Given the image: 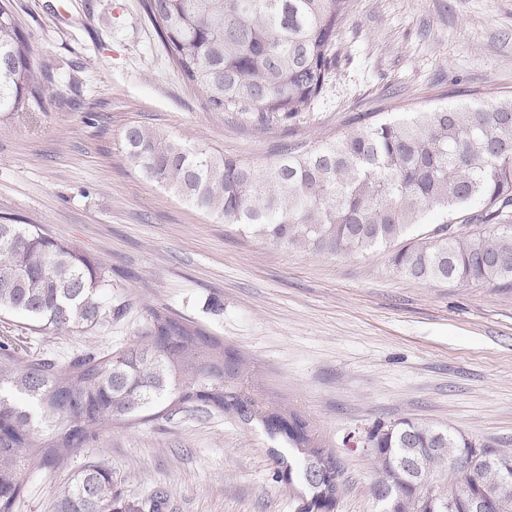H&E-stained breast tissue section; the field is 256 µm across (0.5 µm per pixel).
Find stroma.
Masks as SVG:
<instances>
[{"mask_svg": "<svg viewBox=\"0 0 512 512\" xmlns=\"http://www.w3.org/2000/svg\"><path fill=\"white\" fill-rule=\"evenodd\" d=\"M12 5L56 95L0 122V223L95 257L111 280L102 301L123 309L63 333L1 313L21 358L112 355L140 342L151 310L183 319L238 354L243 394L297 413L335 451L340 512L375 510V426L420 419L512 451V288L410 281L385 247L333 257L241 234L145 179L123 144L140 124L260 170L368 121L512 98V0H348L312 109L269 127L209 110L142 0ZM275 445L220 409L172 408L95 431L63 466L28 462L13 512H54L93 463L120 501L160 495L162 512H298Z\"/></svg>", "mask_w": 512, "mask_h": 512, "instance_id": "obj_1", "label": "stroma"}]
</instances>
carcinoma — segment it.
Listing matches in <instances>:
<instances>
[{
	"instance_id": "obj_1",
	"label": "carcinoma",
	"mask_w": 512,
	"mask_h": 512,
	"mask_svg": "<svg viewBox=\"0 0 512 512\" xmlns=\"http://www.w3.org/2000/svg\"><path fill=\"white\" fill-rule=\"evenodd\" d=\"M184 79L213 112H237L259 126L309 111L333 63L347 0H143ZM11 0H0V115L44 104L45 74L30 62ZM130 161L149 180L220 221L273 243L342 256L395 246L389 262L418 281L512 286V99L441 106L398 121L367 122L310 150H288L257 170L223 153L188 146L146 126L124 134ZM434 229L408 236L428 213ZM105 267L36 224H0V311L23 313L44 329L68 332L112 316L98 289ZM240 358L224 342L164 311H150L143 339L111 357L65 363L23 359L0 339V512H12L30 457L63 462L96 427L129 424L157 408L214 406L243 422L259 419L277 478L299 484L298 512H339L336 456L310 437L296 413L262 412L234 388ZM419 448H471L469 436L402 418L377 426L366 450L379 464L376 512L388 462L407 439ZM460 454L437 489L438 502L463 482ZM512 465L468 476L472 487ZM55 512H138L117 507L112 470L88 465Z\"/></svg>"
}]
</instances>
